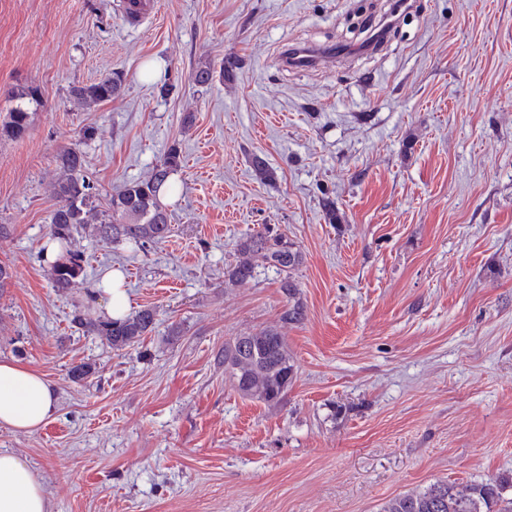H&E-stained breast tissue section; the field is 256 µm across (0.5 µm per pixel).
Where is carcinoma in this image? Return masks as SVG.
<instances>
[{
  "instance_id": "obj_1",
  "label": "carcinoma",
  "mask_w": 512,
  "mask_h": 512,
  "mask_svg": "<svg viewBox=\"0 0 512 512\" xmlns=\"http://www.w3.org/2000/svg\"><path fill=\"white\" fill-rule=\"evenodd\" d=\"M121 91L122 79L115 74L72 86L70 97L77 105L90 108L119 96ZM12 101L15 106L0 123V134L20 139L30 126V107L43 104L42 90L35 84L21 85L13 91ZM55 161L60 177L49 235L50 242L64 248L48 263L55 291L65 293L85 280L84 254L71 248L74 236L81 232L103 241H124L141 249L169 236L170 225L161 194L171 186V175L181 167L178 147L168 148L150 179L128 183L106 201L87 173L86 156L79 146L59 149ZM238 252L243 259L229 270V276L239 282L254 278L255 268L249 259L254 254L261 255L279 272L287 273L281 280V288L288 296V305L280 322H300L304 317L303 303L297 298L296 284L288 276L302 263V253L295 243L286 235L267 229L242 239ZM155 317L156 312L151 308L116 320L93 318L77 308L72 323L119 351L135 346L151 332ZM218 361L224 364V376L241 397L267 405L281 401L295 375L287 341L276 326L262 327L224 342ZM504 490L501 481L470 484L436 481L389 499L380 512H512V501H505Z\"/></svg>"
}]
</instances>
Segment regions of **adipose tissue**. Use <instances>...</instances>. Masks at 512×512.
Masks as SVG:
<instances>
[{
  "mask_svg": "<svg viewBox=\"0 0 512 512\" xmlns=\"http://www.w3.org/2000/svg\"><path fill=\"white\" fill-rule=\"evenodd\" d=\"M51 383L38 369L0 361V426L29 432L56 412ZM0 512H51L41 478L19 456L0 452Z\"/></svg>",
  "mask_w": 512,
  "mask_h": 512,
  "instance_id": "1",
  "label": "adipose tissue"
}]
</instances>
